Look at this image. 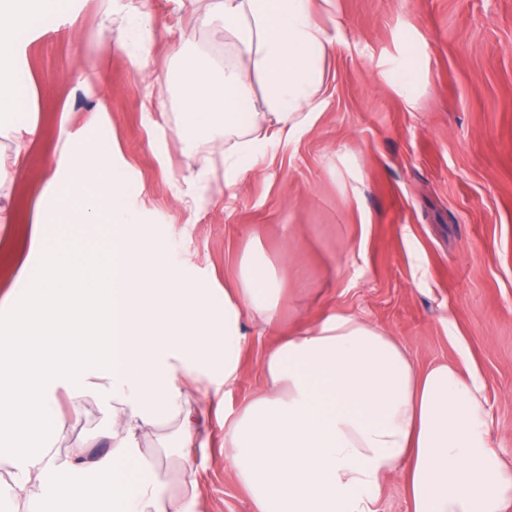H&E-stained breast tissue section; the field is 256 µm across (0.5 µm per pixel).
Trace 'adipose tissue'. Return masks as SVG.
<instances>
[{
  "label": "adipose tissue",
  "instance_id": "obj_1",
  "mask_svg": "<svg viewBox=\"0 0 512 512\" xmlns=\"http://www.w3.org/2000/svg\"><path fill=\"white\" fill-rule=\"evenodd\" d=\"M0 6V118L23 120L28 95L11 61L33 22L30 2ZM209 18L264 80L255 92L237 66L187 60L182 139L221 127L242 136L224 155V187L254 171L269 142L290 144L319 119L332 42L312 0H215ZM80 187L55 196L35 224L112 227L110 285L85 266L44 258L42 287L0 325V463L11 469L10 512H49L60 502H103L106 512H193L195 455L210 434L209 391L240 378L243 322L273 324L281 283L265 253L246 247L223 305L159 248L165 226L146 225L110 154L71 139ZM266 387L224 418L236 480L253 512H373L386 480L402 474L410 512H512V465L490 439L486 387L450 364L421 370L385 329L331 311L270 346ZM66 392L71 409L58 410ZM94 403L110 421V451L85 443L59 452L61 433ZM170 428L183 480L168 490L142 461L143 441Z\"/></svg>",
  "mask_w": 512,
  "mask_h": 512
}]
</instances>
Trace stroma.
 Wrapping results in <instances>:
<instances>
[{
    "instance_id": "35a3bbf8",
    "label": "stroma",
    "mask_w": 512,
    "mask_h": 512,
    "mask_svg": "<svg viewBox=\"0 0 512 512\" xmlns=\"http://www.w3.org/2000/svg\"><path fill=\"white\" fill-rule=\"evenodd\" d=\"M207 0H61L22 34L14 65L30 88L35 140L0 128V155L27 161L0 185V322L40 285L45 251L96 275L105 228L68 224L31 240L36 207L52 209L51 174L80 134L113 152L125 180L143 187L145 220L167 226L170 259L222 299L235 287L244 248L257 242L283 283L281 332L327 309L387 329L421 369H475L486 386L491 440L512 462V0H314L333 49L322 114L288 148L270 145L258 171L224 194V150L238 137L216 130L184 141L179 45L231 65L237 52L220 23H201ZM152 24L129 39L133 12ZM412 50L413 97L395 77ZM148 59L140 69L139 59ZM166 142L158 158L150 142ZM239 382L215 397L212 443L195 465L197 512H252L224 446L225 414L263 388L261 359L275 334L244 323ZM96 405L59 438L89 459L107 448Z\"/></svg>"
}]
</instances>
